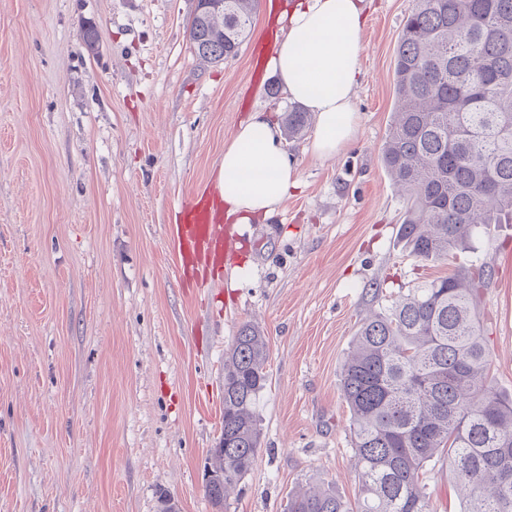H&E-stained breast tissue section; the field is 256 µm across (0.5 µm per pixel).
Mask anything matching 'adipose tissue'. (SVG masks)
I'll list each match as a JSON object with an SVG mask.
<instances>
[{
    "label": "adipose tissue",
    "mask_w": 512,
    "mask_h": 512,
    "mask_svg": "<svg viewBox=\"0 0 512 512\" xmlns=\"http://www.w3.org/2000/svg\"><path fill=\"white\" fill-rule=\"evenodd\" d=\"M281 21L287 32L277 39L268 67L289 100L314 114L311 153L319 159L334 155L359 124L354 90L361 75L363 0H296ZM298 185L278 120L250 113L225 144L219 163L215 190L225 222L271 217Z\"/></svg>",
    "instance_id": "obj_1"
}]
</instances>
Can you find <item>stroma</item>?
I'll return each mask as SVG.
<instances>
[{"label": "stroma", "mask_w": 512, "mask_h": 512, "mask_svg": "<svg viewBox=\"0 0 512 512\" xmlns=\"http://www.w3.org/2000/svg\"><path fill=\"white\" fill-rule=\"evenodd\" d=\"M220 64L193 52L196 0H0V512H213L204 464L224 433V352L263 330L261 446L226 512H287L311 481L355 500L342 364L360 320L455 260L399 239L405 199L381 159L397 44L415 0H367L360 123L328 159L286 140L299 190L235 227L229 269L188 275L169 226L213 186L253 112L284 119L254 66L277 6ZM95 29L87 46L83 34ZM494 269L479 297L490 374L512 394V224L475 243ZM382 294H374L375 285ZM433 512H461L444 462L423 476Z\"/></svg>", "instance_id": "stroma-1"}]
</instances>
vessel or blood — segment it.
<instances>
[{
  "label": "vessel or blood",
  "mask_w": 512,
  "mask_h": 512,
  "mask_svg": "<svg viewBox=\"0 0 512 512\" xmlns=\"http://www.w3.org/2000/svg\"><path fill=\"white\" fill-rule=\"evenodd\" d=\"M212 194L192 196L181 206V221L173 225V242L193 264L224 263V217L213 211Z\"/></svg>",
  "instance_id": "b4317fda"
}]
</instances>
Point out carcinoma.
<instances>
[{"instance_id":"carcinoma-1","label":"carcinoma","mask_w":512,"mask_h":512,"mask_svg":"<svg viewBox=\"0 0 512 512\" xmlns=\"http://www.w3.org/2000/svg\"><path fill=\"white\" fill-rule=\"evenodd\" d=\"M257 0H224V38L190 24L219 63L237 55ZM394 119L384 166L406 198L399 237L424 262L472 250L493 224H512V0H416L396 49ZM288 135L310 115L291 105ZM493 269L460 265L365 317L344 361L358 495L310 482L288 512H431L420 480L435 455L464 498L462 512H512V396L489 379L477 298ZM266 336L239 328L224 353V452L213 455L212 507L253 466L256 407L266 388Z\"/></svg>"}]
</instances>
